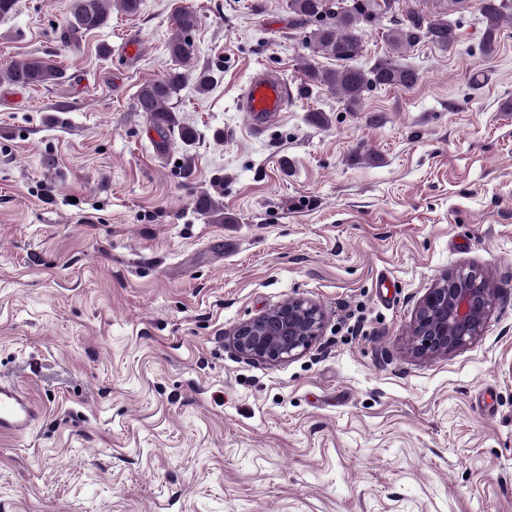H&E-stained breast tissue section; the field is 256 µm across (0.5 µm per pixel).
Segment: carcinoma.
<instances>
[{"mask_svg": "<svg viewBox=\"0 0 512 512\" xmlns=\"http://www.w3.org/2000/svg\"><path fill=\"white\" fill-rule=\"evenodd\" d=\"M109 0H68L71 33L87 34L107 24ZM398 0H288L291 27L299 31L302 46L309 51L303 57L307 84L323 86L351 110L361 109L364 94L378 87L412 88L419 74L398 63L396 57L417 45L428 42L443 49L459 42L457 22L447 18H428L421 11L407 7L395 10ZM454 12L463 13L475 7L484 23L480 50L491 55L504 30L512 28V0H451ZM393 14L394 25L386 34L391 55L368 68L351 65L362 52L364 30L383 15ZM198 23L191 8L179 10L172 18L171 34L166 42L171 66L163 78L143 84L138 92L135 111L143 112L149 121L164 132L178 129L181 139L190 143L194 130L179 122L172 100L194 79L197 92L210 88V75L202 70L194 73L193 45L189 34ZM329 56L340 62L336 69L323 68L317 58ZM63 71L50 60L26 55L13 60L0 70V82L35 87L57 85Z\"/></svg>", "mask_w": 512, "mask_h": 512, "instance_id": "carcinoma-1", "label": "carcinoma"}]
</instances>
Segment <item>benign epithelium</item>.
Returning a JSON list of instances; mask_svg holds the SVG:
<instances>
[{"label":"benign epithelium","mask_w":512,"mask_h":512,"mask_svg":"<svg viewBox=\"0 0 512 512\" xmlns=\"http://www.w3.org/2000/svg\"><path fill=\"white\" fill-rule=\"evenodd\" d=\"M498 288L480 270L449 273L427 289L411 326V352L419 358L446 356L480 337ZM324 314L315 303L292 297L239 324L229 342L243 359L270 365L288 362L321 335Z\"/></svg>","instance_id":"1"}]
</instances>
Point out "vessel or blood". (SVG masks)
<instances>
[{"label":"vessel or blood","instance_id":"vessel-or-blood-1","mask_svg":"<svg viewBox=\"0 0 512 512\" xmlns=\"http://www.w3.org/2000/svg\"><path fill=\"white\" fill-rule=\"evenodd\" d=\"M291 95L290 86L276 74L256 72L242 101L253 131H264L273 118L286 111ZM39 418L40 410L28 393L13 381L0 377V434L26 433Z\"/></svg>","mask_w":512,"mask_h":512}]
</instances>
